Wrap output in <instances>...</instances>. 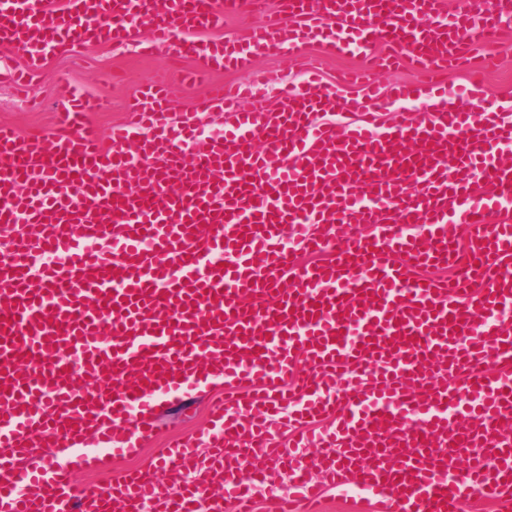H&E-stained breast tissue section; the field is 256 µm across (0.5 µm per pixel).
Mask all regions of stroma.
I'll use <instances>...</instances> for the list:
<instances>
[{
    "label": "stroma",
    "instance_id": "1",
    "mask_svg": "<svg viewBox=\"0 0 512 512\" xmlns=\"http://www.w3.org/2000/svg\"><path fill=\"white\" fill-rule=\"evenodd\" d=\"M475 61L481 76L478 95L460 99L457 89L465 84L466 76L451 71L447 74L448 100L465 109L490 102H512V33L496 42L491 59L479 55ZM196 65L193 59L169 62L161 56L145 57L132 43L78 46L43 61L33 76L27 98H19L10 87L0 86V122L11 124L26 139L57 135L58 105L76 87L97 101L98 109L92 119L105 130L124 120L128 103L142 84L160 77L170 87L172 111L189 114L199 126L200 132L189 146L194 152L206 145L208 134L223 131L227 120L222 112L194 111L193 103L204 94L207 85L186 83L183 74ZM306 77L301 60L273 55L257 59L249 72L222 75L223 80L233 83L260 85L264 101L271 108L279 104L282 85L298 86ZM218 394V389L210 387L192 398L162 404V431L182 434L206 426L207 405Z\"/></svg>",
    "mask_w": 512,
    "mask_h": 512
}]
</instances>
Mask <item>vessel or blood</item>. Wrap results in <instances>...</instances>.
I'll use <instances>...</instances> for the list:
<instances>
[{
	"label": "vessel or blood",
	"instance_id": "obj_1",
	"mask_svg": "<svg viewBox=\"0 0 512 512\" xmlns=\"http://www.w3.org/2000/svg\"><path fill=\"white\" fill-rule=\"evenodd\" d=\"M244 14L254 23L232 51L195 40ZM511 27L512 0H458L451 15L437 0H0V43L27 60L0 81L20 90L46 56L102 40L208 73L311 43L369 60L380 43L385 62L434 78L393 87L340 136L318 114L358 100L309 85L284 90L277 111L259 98L243 109L216 84L194 109L228 125L193 155L196 126L173 122L159 83L108 146L77 90L55 137L0 124V226L40 229L0 260V512H144L157 499L162 512H254L255 488L274 485L259 448L292 477L277 512H320L353 485L370 512H461L475 494L512 512V118L448 111L436 82ZM431 95L419 118L377 130L387 104ZM300 358L310 369L289 381ZM215 375L225 395L208 427L154 451L176 492L141 467L75 488L94 460L87 420L98 447L137 456L162 402ZM86 377L101 387L83 390ZM38 436L62 461L25 466Z\"/></svg>",
	"mask_w": 512,
	"mask_h": 512
}]
</instances>
